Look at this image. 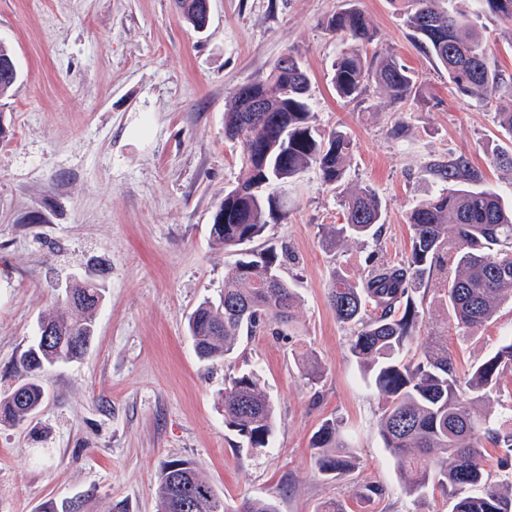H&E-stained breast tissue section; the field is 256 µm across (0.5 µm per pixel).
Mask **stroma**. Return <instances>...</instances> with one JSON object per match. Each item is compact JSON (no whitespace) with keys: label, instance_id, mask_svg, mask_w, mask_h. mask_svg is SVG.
Wrapping results in <instances>:
<instances>
[{"label":"stroma","instance_id":"1","mask_svg":"<svg viewBox=\"0 0 512 512\" xmlns=\"http://www.w3.org/2000/svg\"><path fill=\"white\" fill-rule=\"evenodd\" d=\"M354 6L371 20L364 57L392 54L418 74L421 99L394 103L372 89L337 98L331 66L343 41L328 15ZM496 69L512 76V36L480 17ZM0 42L21 78L0 99V396L40 317L59 307L72 277L101 285L95 338L85 357L42 376L45 399L23 424L0 423V512H37L48 500L80 501L83 512H159L164 461H194L230 505L273 501L279 512H448L441 489L409 494L378 436L383 403L349 352V330L327 299L331 275L358 282L370 257L410 251L412 207L435 189L427 165L466 155L504 197L512 171L492 164L512 146L493 105L460 96L444 70L413 41L395 0H210L195 31L175 0H0ZM293 52L306 69L309 107L320 129L341 128L353 144L340 187L317 169L277 186L287 214L256 248H286L282 268L296 288L292 339L271 328L242 337L230 358L200 361L186 319L218 300L238 254L210 240L212 215L241 176L239 144L224 137L233 90L266 75ZM379 194L378 241L347 238L327 249L322 227L344 221L342 200L360 187ZM448 274L426 285L423 321L404 350L441 337L460 378L512 340V305L462 334L443 300ZM325 368L307 383L298 357ZM259 370L276 419L267 448L253 452L224 425L225 375ZM342 422L354 453L340 480L315 469L312 436L322 420ZM378 495L362 500L359 486Z\"/></svg>","mask_w":512,"mask_h":512}]
</instances>
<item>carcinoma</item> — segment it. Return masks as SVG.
Returning <instances> with one entry per match:
<instances>
[{
    "label": "carcinoma",
    "mask_w": 512,
    "mask_h": 512,
    "mask_svg": "<svg viewBox=\"0 0 512 512\" xmlns=\"http://www.w3.org/2000/svg\"><path fill=\"white\" fill-rule=\"evenodd\" d=\"M181 16L193 29L204 27L199 0H176ZM471 12L462 0H398L405 23L423 52L448 74L457 92L501 102L496 117L512 137V78L489 63L488 48L475 19L493 16L512 25V0H475ZM326 28L344 41L331 67V84L342 99L360 100L371 84L395 103L419 98L416 72L391 56L371 60L357 42L370 39L368 19L354 8L327 18ZM13 51L0 42V97L18 80ZM309 77L303 67L286 68L275 61L264 78L239 86L224 109V137L242 144V176L224 194L210 225L214 244L226 249L264 236L284 203L269 188L310 168L329 185L340 183L351 151L347 133H321L308 104ZM260 96L266 118L259 123L243 109L244 101ZM439 184L410 212L413 229L410 254L397 261L370 265L358 283L332 277L327 298L336 318L350 326L349 350L363 368L384 404L378 424L383 446L390 451L410 494L428 487L448 494L450 512H512V483L489 486L484 479V444L500 451L501 467L512 469V416L496 420L476 413L474 403L496 390L501 376L512 372V341L474 365L462 390L448 348L429 342L416 359L403 352L421 318L422 286L431 272L448 268L445 300L458 327L473 331L491 322L501 304L512 302V203L490 187L464 156L450 157L433 167ZM345 223L323 231L330 247L348 235L378 238L383 207L371 187L344 201ZM289 258L270 246L252 252L224 270V293L218 302L205 300L187 317V328L199 360L215 362L236 349L240 337L260 326L280 336L294 321L298 296L281 275ZM95 304L63 306L45 315L55 341L37 336L18 364L25 375V401L18 388L0 397V422L22 424L44 398L41 374L82 358L94 340ZM306 379L318 382L324 368L317 360H301ZM224 425L251 451L268 445L275 428L274 409L255 371L224 379L221 395ZM314 465L326 479L341 478L353 466V454L342 434V422L323 420L312 437ZM181 464L178 471L170 470ZM157 497L165 502L183 493L186 512H230L224 497L189 459L164 462L157 477ZM240 512H279L277 505L246 499Z\"/></svg>",
    "instance_id": "obj_1"
}]
</instances>
